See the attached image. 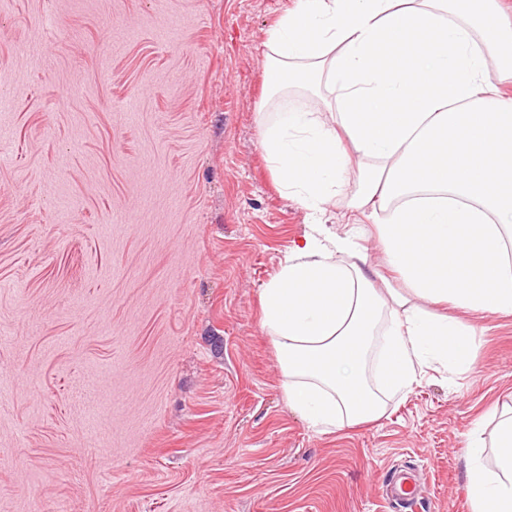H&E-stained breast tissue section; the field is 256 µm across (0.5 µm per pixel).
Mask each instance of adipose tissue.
<instances>
[{
	"instance_id": "ef3b65f1",
	"label": "adipose tissue",
	"mask_w": 512,
	"mask_h": 512,
	"mask_svg": "<svg viewBox=\"0 0 512 512\" xmlns=\"http://www.w3.org/2000/svg\"><path fill=\"white\" fill-rule=\"evenodd\" d=\"M266 45L263 152L313 222L262 288L261 325L289 408L333 433L379 420L431 364L471 367L477 331L436 305L512 315V22L500 0H296ZM338 198L361 218L341 234L322 220ZM489 417L495 470L479 435L467 446L472 508L512 512V407Z\"/></svg>"
}]
</instances>
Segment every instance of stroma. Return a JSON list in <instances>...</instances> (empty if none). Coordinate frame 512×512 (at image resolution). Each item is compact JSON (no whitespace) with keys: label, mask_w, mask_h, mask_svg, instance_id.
Masks as SVG:
<instances>
[{"label":"stroma","mask_w":512,"mask_h":512,"mask_svg":"<svg viewBox=\"0 0 512 512\" xmlns=\"http://www.w3.org/2000/svg\"><path fill=\"white\" fill-rule=\"evenodd\" d=\"M295 0H0V512H472L512 315L378 421L310 430L259 294L303 237L256 114ZM391 497L396 505L408 503L413 500L415 476L404 470L394 473L391 481Z\"/></svg>","instance_id":"1"}]
</instances>
